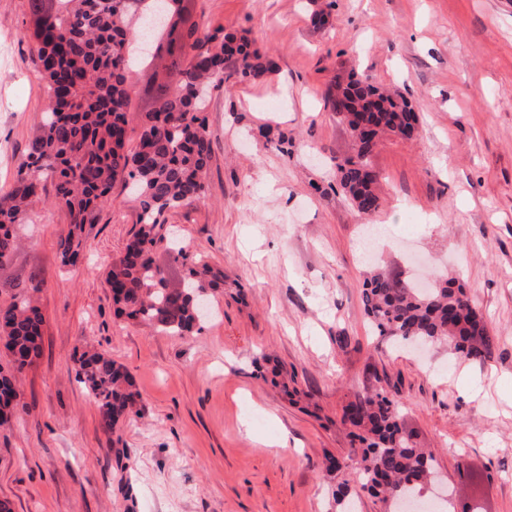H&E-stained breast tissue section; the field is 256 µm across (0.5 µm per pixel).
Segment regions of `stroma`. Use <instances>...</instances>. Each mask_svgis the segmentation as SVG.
<instances>
[{
  "label": "stroma",
  "instance_id": "1",
  "mask_svg": "<svg viewBox=\"0 0 512 512\" xmlns=\"http://www.w3.org/2000/svg\"><path fill=\"white\" fill-rule=\"evenodd\" d=\"M191 21L247 37L277 71L212 89L207 197L165 215L224 274L201 331L170 336L116 317L108 270L140 205L116 180L84 257L62 265L70 216L44 182L0 301L31 290L41 353L16 374L0 426V499L14 512H336L326 457H344L342 408L382 389L432 449L458 512H512V0H183ZM327 23L317 27L313 12ZM29 0H0V191L26 162L47 104ZM368 78L408 99L410 139L372 157L381 206L346 200L354 153L326 105L334 81ZM293 139L278 152L259 130ZM459 277L496 338L491 359L400 350L374 336L362 291L381 268ZM86 350L123 364L143 409L104 431L72 371Z\"/></svg>",
  "mask_w": 512,
  "mask_h": 512
}]
</instances>
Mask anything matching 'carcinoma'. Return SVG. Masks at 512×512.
Masks as SVG:
<instances>
[{"instance_id": "1", "label": "carcinoma", "mask_w": 512, "mask_h": 512, "mask_svg": "<svg viewBox=\"0 0 512 512\" xmlns=\"http://www.w3.org/2000/svg\"><path fill=\"white\" fill-rule=\"evenodd\" d=\"M140 0H30L32 38L47 82L48 104L43 125L31 143L25 168L9 194L0 197V262L18 247L14 226L23 223L30 199L41 182L51 181L55 200L65 206L71 223L61 242V260L74 266L82 254L86 226L100 209L117 178H129L140 198V224L108 273L116 314L152 324L171 336L201 329L202 304L224 284L209 264L171 238L164 215L190 199L206 198L205 177L212 137L203 115L209 91L236 76L265 78L273 61L252 43L233 33L222 36L189 22L179 0H160L175 15L165 41L156 46L174 85H162L150 112L139 113L138 142L127 148L129 101L133 91L130 46L150 44L153 30L130 21ZM333 112L354 134L356 158L339 166L340 184L361 213L379 210L376 175L370 157L380 133L411 136L418 117L404 98L384 93L367 79H351L329 94ZM282 153L293 140L271 127L261 130ZM166 244L172 261L188 267L184 287L170 286L154 252ZM362 302L374 332L407 343L446 345L453 354L481 364L492 357L495 337L465 289L453 279L438 278L431 288H417L392 272H376L364 283ZM44 316L30 296L0 304V338L13 353V369L30 366L39 352ZM72 370L95 400L101 426L113 430L141 410L142 400L127 369L109 355L85 351ZM0 420L15 407L14 377L0 373ZM354 428L347 458L328 457L325 475L347 471L336 486L340 512H354L350 483L381 497L398 512L405 501L421 497L435 472L434 454L420 448L399 423L398 403L377 391L357 396L342 413Z\"/></svg>"}]
</instances>
